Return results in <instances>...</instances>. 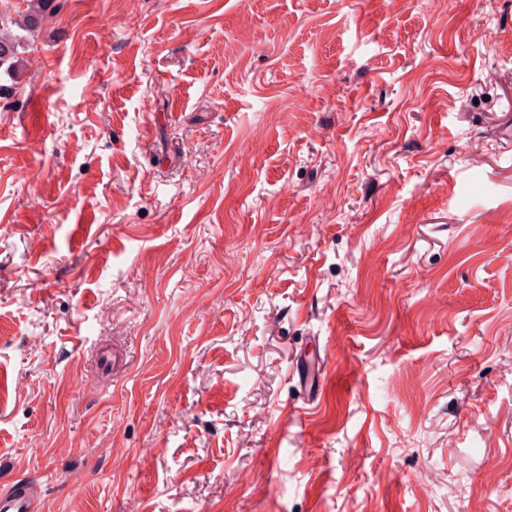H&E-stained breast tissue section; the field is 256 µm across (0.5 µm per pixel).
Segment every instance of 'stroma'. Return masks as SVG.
I'll return each instance as SVG.
<instances>
[{
	"mask_svg": "<svg viewBox=\"0 0 512 512\" xmlns=\"http://www.w3.org/2000/svg\"><path fill=\"white\" fill-rule=\"evenodd\" d=\"M54 6L0 96V487L512 512V0ZM98 357V371L96 374L87 375L82 380V385L88 389H99L100 378L109 376L113 370L125 362V353L121 349L100 346L96 350Z\"/></svg>",
	"mask_w": 512,
	"mask_h": 512,
	"instance_id": "1",
	"label": "stroma"
}]
</instances>
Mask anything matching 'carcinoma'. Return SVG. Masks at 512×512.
Segmentation results:
<instances>
[{
    "label": "carcinoma",
    "mask_w": 512,
    "mask_h": 512,
    "mask_svg": "<svg viewBox=\"0 0 512 512\" xmlns=\"http://www.w3.org/2000/svg\"><path fill=\"white\" fill-rule=\"evenodd\" d=\"M24 9L15 12L0 8V79L15 80L20 73L22 50L50 14L53 0H22Z\"/></svg>",
    "instance_id": "carcinoma-1"
}]
</instances>
